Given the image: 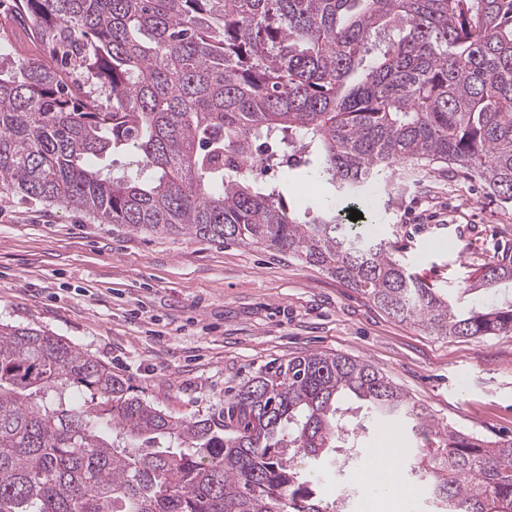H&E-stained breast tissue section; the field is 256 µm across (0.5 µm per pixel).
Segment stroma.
Instances as JSON below:
<instances>
[{"label": "stroma", "mask_w": 512, "mask_h": 512, "mask_svg": "<svg viewBox=\"0 0 512 512\" xmlns=\"http://www.w3.org/2000/svg\"><path fill=\"white\" fill-rule=\"evenodd\" d=\"M15 0H0V67L48 59ZM426 283L456 295L472 268L512 249V206L447 166L417 167L360 206ZM0 322L53 332L111 364L155 406L190 417L257 373L311 351L371 363L440 425L512 439V335L444 338L392 319L363 293L287 255L188 234L100 224L85 212L0 194ZM337 482L351 512H388L354 481L374 451L423 454L376 421Z\"/></svg>", "instance_id": "35a3bbf8"}]
</instances>
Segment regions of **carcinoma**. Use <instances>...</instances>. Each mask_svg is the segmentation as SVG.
<instances>
[{
	"label": "carcinoma",
	"mask_w": 512,
	"mask_h": 512,
	"mask_svg": "<svg viewBox=\"0 0 512 512\" xmlns=\"http://www.w3.org/2000/svg\"><path fill=\"white\" fill-rule=\"evenodd\" d=\"M19 2L53 57L0 71V193L285 253L432 336L512 333V259L474 271L491 300L464 310L290 193L313 169L357 204L445 164L512 202V0ZM378 419L436 439L406 475L437 512H512V439L435 423L366 361L307 352L187 418L0 324V512H346L320 479Z\"/></svg>",
	"instance_id": "obj_1"
}]
</instances>
